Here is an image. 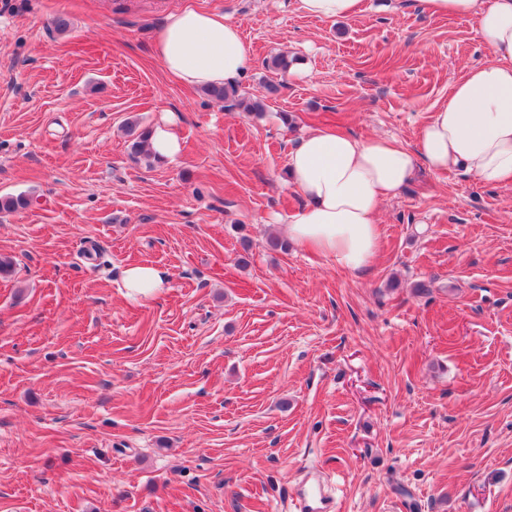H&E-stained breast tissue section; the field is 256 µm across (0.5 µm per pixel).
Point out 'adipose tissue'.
Returning a JSON list of instances; mask_svg holds the SVG:
<instances>
[{
    "mask_svg": "<svg viewBox=\"0 0 512 512\" xmlns=\"http://www.w3.org/2000/svg\"><path fill=\"white\" fill-rule=\"evenodd\" d=\"M438 17H473L492 53L467 68L421 128L417 150L388 136L359 139L330 130L305 133L288 155L293 188L305 199L287 219L289 240L340 268L363 274L380 248L381 209L415 174L464 169L482 183L512 180V0H421ZM302 15L334 22L355 17L361 0H291ZM165 72L195 88L238 82L248 61L240 28L222 14L196 8L169 13L153 35ZM167 273L152 265L125 269L128 297L149 299Z\"/></svg>",
    "mask_w": 512,
    "mask_h": 512,
    "instance_id": "ef3b65f1",
    "label": "adipose tissue"
}]
</instances>
